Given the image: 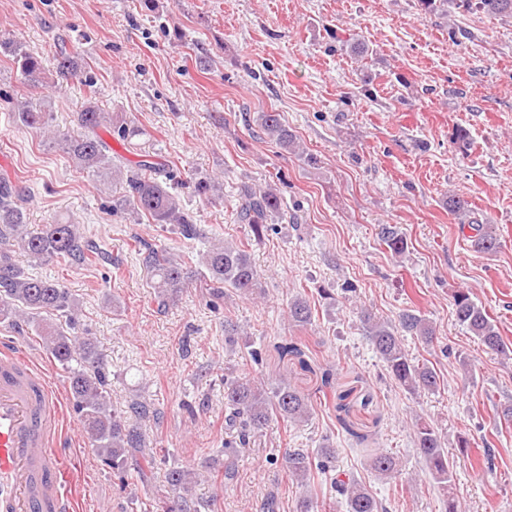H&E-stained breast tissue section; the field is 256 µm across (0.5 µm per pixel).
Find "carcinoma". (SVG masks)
Returning a JSON list of instances; mask_svg holds the SVG:
<instances>
[{
	"instance_id": "1",
	"label": "carcinoma",
	"mask_w": 512,
	"mask_h": 512,
	"mask_svg": "<svg viewBox=\"0 0 512 512\" xmlns=\"http://www.w3.org/2000/svg\"><path fill=\"white\" fill-rule=\"evenodd\" d=\"M422 10L429 13L452 3L460 8L483 13L502 21L512 20V0H419ZM0 54L12 58L21 77L33 87L46 84L61 90L74 80H82L81 69L75 56L61 49L55 56V69L45 68L40 57L28 52L16 41H0ZM14 122L39 133H52L54 141L75 167L93 176L112 177L122 188L120 196L112 199V210L128 212L137 218L145 217L151 224L173 225L185 239H199L206 234L195 223L174 193L171 176H161L159 164L143 159L132 167L123 165L122 156L102 136L107 132L124 145L140 135L134 124L123 118L106 119L99 106L88 101L74 113L73 124L65 130L53 129L52 113L35 101H26L12 110ZM259 124L267 138L280 149L298 155L309 165L315 164L310 154L300 152L294 131L278 112H262ZM26 188L8 178H0V323L12 324L21 319L32 320L43 347L68 374L70 400L78 416L83 436L94 448L101 461L112 473L123 479L133 471L142 483H148L155 466L166 461L167 448H152L146 434L136 420L156 415L154 403L137 396L128 403L127 410L112 408L107 390V361L96 339L78 336L79 302L56 279L35 276L17 262L14 248L22 250L30 265L45 261H63L70 265L92 262L85 251L81 233L75 224L57 222L28 227L25 207ZM461 225L467 226L475 251L490 254L499 241L490 224L473 221L468 202L450 195L445 202ZM284 213V202L277 189L244 184L239 187L235 204L236 220L248 225L257 239L269 229V220ZM379 239L392 254L401 256L407 249V239L397 226L383 224ZM142 264L147 270L150 287L161 306H166L194 277L203 275L212 296L226 295V289L251 296L261 288L260 274L244 246L216 243L202 254L200 272L191 262L178 260L165 248L143 244L139 249ZM457 321L476 336L486 349L496 354H507L494 320L478 305L467 290L454 296ZM313 312L310 302L297 296L288 303V320L297 327L311 324ZM363 330L387 371L405 389L412 393L434 392L438 388L437 372L424 363L413 360L402 343L406 335L430 342L434 329L430 321L420 314L406 312L399 324L393 325L372 316L361 315ZM280 357H291L306 368L302 347L290 340L278 346ZM318 398L333 395L336 419L349 439L361 444L365 435L350 420L353 405L348 402L351 391H336V373L328 368L321 374ZM313 395L303 394L284 379L276 382L257 381L253 378L224 375V422L232 431V439L224 444V456H233L234 449L251 445L272 417L297 425L307 421L311 414ZM416 449L426 461L429 474L446 494L445 512H463L453 492V462L448 456L445 438L428 422L415 421ZM336 449L325 445L317 451L293 449L285 455L289 474L301 484L310 482L316 474L324 475L334 467ZM370 469L382 479H393L405 485L412 482L391 454H372ZM195 469L173 466L166 473L168 490L163 496L162 512H199L191 498L190 489L196 483ZM330 488L344 501L346 512H386L375 496L355 479L345 481L334 478Z\"/></svg>"
}]
</instances>
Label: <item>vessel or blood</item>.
I'll list each match as a JSON object with an SVG mask.
<instances>
[{
  "instance_id": "b4317fda",
  "label": "vessel or blood",
  "mask_w": 512,
  "mask_h": 512,
  "mask_svg": "<svg viewBox=\"0 0 512 512\" xmlns=\"http://www.w3.org/2000/svg\"><path fill=\"white\" fill-rule=\"evenodd\" d=\"M64 400L47 372L0 349V512H73Z\"/></svg>"
}]
</instances>
